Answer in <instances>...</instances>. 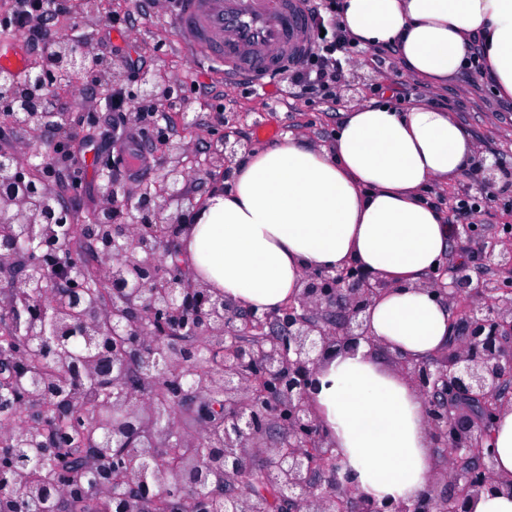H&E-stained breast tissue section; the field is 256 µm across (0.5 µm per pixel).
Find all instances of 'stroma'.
<instances>
[{
    "mask_svg": "<svg viewBox=\"0 0 512 512\" xmlns=\"http://www.w3.org/2000/svg\"><path fill=\"white\" fill-rule=\"evenodd\" d=\"M83 0H71L68 13L55 17L53 30H78L103 56L113 47L141 60L150 72L167 75L181 90L182 98L168 123L189 145L186 188L205 197L225 171L216 163L219 139L251 148L271 146L286 135L304 136L315 144L330 142L344 111L374 95L396 89L401 102L427 94L451 109L457 120L472 134L482 166L497 165L495 201L467 218L476 232L469 244L457 237L449 239V269L467 274L489 288H511L512 275L498 264L497 253L512 249V98L500 97L478 84L474 73L464 71L437 91L404 75L397 56L378 62L372 50L358 53L344 62L341 78L330 100L309 101L303 97H281L277 84L264 88L236 87L219 75L192 64L186 50L177 44V33L164 0H105L101 18L90 25L82 22ZM127 18L126 34L114 38L112 21ZM56 97L65 112L80 117L88 111L99 114L102 132H110L112 122L102 96L91 94L80 83L58 88ZM81 188L70 186L71 172H64L57 185L79 225L89 224L106 202L103 163L94 152L77 151Z\"/></svg>",
    "mask_w": 512,
    "mask_h": 512,
    "instance_id": "35a3bbf8",
    "label": "stroma"
}]
</instances>
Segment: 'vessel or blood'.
<instances>
[{
	"mask_svg": "<svg viewBox=\"0 0 512 512\" xmlns=\"http://www.w3.org/2000/svg\"><path fill=\"white\" fill-rule=\"evenodd\" d=\"M175 28L183 48L231 85L280 77L311 46L302 0H179ZM19 31H0V70L24 75L27 60L12 47Z\"/></svg>",
	"mask_w": 512,
	"mask_h": 512,
	"instance_id": "1",
	"label": "vessel or blood"
}]
</instances>
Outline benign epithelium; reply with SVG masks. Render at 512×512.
Wrapping results in <instances>:
<instances>
[{"label": "benign epithelium", "mask_w": 512, "mask_h": 512, "mask_svg": "<svg viewBox=\"0 0 512 512\" xmlns=\"http://www.w3.org/2000/svg\"><path fill=\"white\" fill-rule=\"evenodd\" d=\"M78 71L90 85L119 87L123 71L102 63L87 40L61 32L50 56L29 74V95L20 99L0 81V108L25 111L34 130L62 129L66 112H50L38 90L61 84ZM141 99L165 104L173 86L163 74L139 78ZM166 162L154 190L131 193L107 181L111 203L85 228L98 258L95 281L110 292L107 302L86 307L90 293L85 262L73 251L72 210L56 186L27 159L0 152V271L13 274L0 321L15 326L0 348V416L21 411L17 426L0 427V512H13L22 497L32 512L49 501L96 500L104 512H219L210 489L213 461L224 462V490L233 512H470L484 491L512 493V476L495 469L492 428L512 386V290L479 289L465 276L431 289L457 304L458 335L442 356L417 361L392 354L397 370L423 398L425 422L435 450L451 457L428 489L410 501L380 503L357 494L343 472L328 431L312 403L315 375L332 350L343 351L367 336L368 309L385 284L356 266L307 272L298 296L274 312L244 310L193 280L178 241L199 202L186 192L187 146L164 142ZM135 211L134 223L116 224L114 200ZM23 239L33 247L20 246ZM86 354L76 363L71 350ZM47 361L52 376L70 378L68 420L53 447L66 448L76 434L99 447L94 433L110 436L119 451L95 454L81 476L70 461L51 463L49 479L9 485L16 467L14 444L38 441L42 428L62 415L57 395L29 383L32 357ZM94 381L110 400L89 410L84 384ZM203 424L200 434L172 422L184 404ZM152 447L150 462L131 460ZM260 463L251 462V456ZM451 481L456 494L438 493Z\"/></svg>", "instance_id": "1"}]
</instances>
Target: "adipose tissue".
<instances>
[{
	"label": "adipose tissue",
	"mask_w": 512,
	"mask_h": 512,
	"mask_svg": "<svg viewBox=\"0 0 512 512\" xmlns=\"http://www.w3.org/2000/svg\"><path fill=\"white\" fill-rule=\"evenodd\" d=\"M340 24L360 48L394 46L406 74L433 87L479 45L481 80L512 97V0H344ZM475 154L449 112L387 93L351 106L332 145L289 135L237 155L227 186L191 218L183 248L196 279L259 311L293 300L311 269L358 265L387 286L369 310L373 343L425 361L447 349L453 326L427 283L450 230L425 192L472 171ZM373 343L331 357L312 397L359 492L410 500L437 455L419 393L377 360Z\"/></svg>",
	"instance_id": "ef3b65f1"
}]
</instances>
